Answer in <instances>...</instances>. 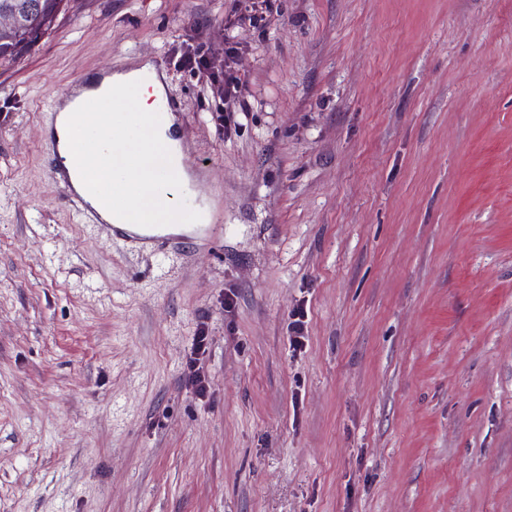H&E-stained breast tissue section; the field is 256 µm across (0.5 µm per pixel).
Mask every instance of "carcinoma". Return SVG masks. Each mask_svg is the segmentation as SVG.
<instances>
[{
  "label": "carcinoma",
  "mask_w": 512,
  "mask_h": 512,
  "mask_svg": "<svg viewBox=\"0 0 512 512\" xmlns=\"http://www.w3.org/2000/svg\"><path fill=\"white\" fill-rule=\"evenodd\" d=\"M64 0H0V12L19 17L7 37H0V60L12 61L31 48L51 28L63 9Z\"/></svg>",
  "instance_id": "carcinoma-1"
}]
</instances>
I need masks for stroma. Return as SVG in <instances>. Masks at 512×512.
<instances>
[{
    "label": "stroma",
    "mask_w": 512,
    "mask_h": 512,
    "mask_svg": "<svg viewBox=\"0 0 512 512\" xmlns=\"http://www.w3.org/2000/svg\"><path fill=\"white\" fill-rule=\"evenodd\" d=\"M142 61L224 214L191 263L45 158L74 79ZM0 512H512V0H68L0 62ZM175 66L179 69L188 70L198 74L209 73L208 78L211 84L223 82L224 101L228 104L234 105L235 108H237V112L247 111L243 100L245 83L240 77L234 76L230 72L224 73V78L222 79H220L218 74L209 72L210 68L207 56L205 53L202 54L201 49L181 53L175 62ZM208 352V336L205 329H200L191 348L190 356L186 362V376L194 388L196 394L200 397L206 396L209 384L205 373L203 372L202 360Z\"/></svg>",
    "instance_id": "35a3bbf8"
}]
</instances>
